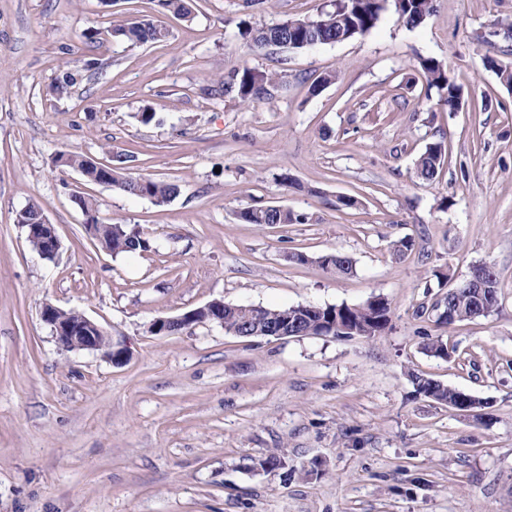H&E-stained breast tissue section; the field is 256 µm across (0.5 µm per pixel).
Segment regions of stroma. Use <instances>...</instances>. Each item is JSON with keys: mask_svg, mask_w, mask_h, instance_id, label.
Instances as JSON below:
<instances>
[{"mask_svg": "<svg viewBox=\"0 0 512 512\" xmlns=\"http://www.w3.org/2000/svg\"><path fill=\"white\" fill-rule=\"evenodd\" d=\"M321 3L194 0L184 20L157 0H0V512H512V87L496 73L512 68V39L494 33L512 0H436L414 29L388 11L370 33L302 50L258 53L239 35L241 22L311 17ZM144 15L163 19L166 41L107 36ZM90 28L105 33L92 50ZM423 57L460 85L458 111L439 105ZM246 66L282 73L271 96L212 93ZM64 70L77 81L57 99ZM437 140L447 154L425 183L414 164ZM59 152L178 194L158 206L87 183L52 168ZM78 194L101 221L142 229L151 250H103ZM341 196L358 203L338 207ZM31 203L56 227L54 260L16 222ZM267 206L308 221L238 217ZM336 253L353 274L321 266ZM484 264L498 306L442 323L437 303ZM377 295L390 322L370 337L149 330L215 299L325 307ZM47 304L97 323L127 361L62 348ZM431 336L451 359L424 351ZM415 372L480 408L425 397ZM271 454L281 466L254 468Z\"/></svg>", "mask_w": 512, "mask_h": 512, "instance_id": "stroma-1", "label": "stroma"}]
</instances>
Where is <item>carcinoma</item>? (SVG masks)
<instances>
[{"label": "carcinoma", "instance_id": "1", "mask_svg": "<svg viewBox=\"0 0 512 512\" xmlns=\"http://www.w3.org/2000/svg\"><path fill=\"white\" fill-rule=\"evenodd\" d=\"M162 13L187 18L191 14L187 0H158ZM393 10L397 20L408 28H416L428 18L434 9L433 0H344L337 11L318 15L307 23L303 18H289L277 24L254 27L242 22L239 34L252 51H264L273 45L291 43L294 48H300V43L314 40L321 45L344 42L364 35L377 27L387 10ZM114 38L125 40L133 45L157 43L168 39L169 29L154 18L126 19L110 29ZM419 69L428 88H435L439 93V104L455 112L461 107V87L448 76L445 64L434 57L422 58ZM281 80L276 73L261 71L256 68L244 67L233 76L229 88L236 90L244 102L263 99L271 95L272 90ZM444 142L436 141L428 144L420 154L415 164L417 178L422 181H432L445 156ZM53 166L62 172L75 170L80 172L88 181L106 185L132 196L146 197L155 204L165 205L178 193L177 186L156 181L150 178L133 179L108 165L79 153H58L53 158ZM76 204L85 216V226L94 230L98 242L107 251L119 254H134L150 250V239L139 229H129L122 224H107L97 215L95 202L82 196L75 197ZM45 217L42 209L36 204L23 208L16 221L23 228L30 224L42 223ZM240 219L247 224H302L307 217L288 209L274 207L248 208L240 212ZM319 262L342 274L353 273V260L344 255H324ZM478 280L482 288L467 279L461 284L448 289L445 299V310L448 316L443 322L452 324L490 313L498 305V282L493 269L487 265L477 267ZM252 312L260 325L270 332H276L283 314H288L298 321V329H309L312 334H319L320 326L316 321L333 322L341 320L348 330H335L334 336H351V329L356 328L363 336H374L384 331L389 323L390 303L383 296H373L365 303L357 306L341 305L337 308L325 307L323 312L310 315L300 307L268 308L257 306ZM197 321L213 322L224 327L228 334L242 332L241 319L234 310V305H224V314L209 317L203 311L198 313ZM413 384L425 396L448 405L455 402L457 390L442 385L437 380L416 374Z\"/></svg>", "mask_w": 512, "mask_h": 512}]
</instances>
